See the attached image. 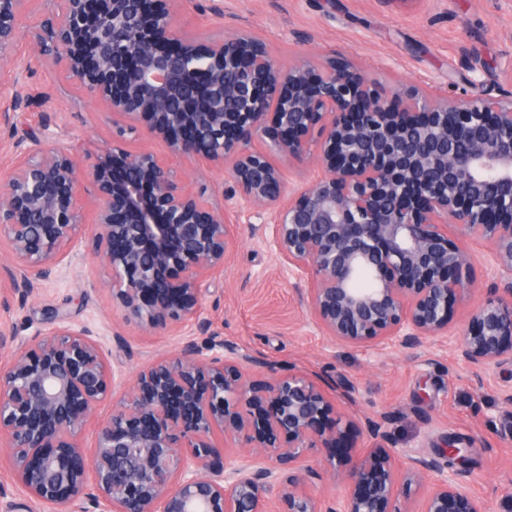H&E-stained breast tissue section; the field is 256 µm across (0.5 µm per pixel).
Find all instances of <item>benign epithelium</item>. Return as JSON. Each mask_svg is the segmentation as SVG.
Masks as SVG:
<instances>
[{"label":"benign epithelium","instance_id":"1","mask_svg":"<svg viewBox=\"0 0 512 512\" xmlns=\"http://www.w3.org/2000/svg\"><path fill=\"white\" fill-rule=\"evenodd\" d=\"M26 2L0 0V77L19 83L23 42L121 122L110 147L74 155L32 136L0 168L13 290L49 280L89 233L125 323L164 334L194 321L209 332L199 305L234 245L227 203L270 215L275 255L306 278L328 335L395 348L442 340L476 372L512 363V90L479 81L461 96L389 91L352 63L286 66L242 30L203 47L175 25L186 0H60L38 23ZM43 101L14 91L0 120ZM142 134L181 161L229 166L233 186L210 194L124 147ZM263 140L315 179L285 193L281 170L255 149ZM449 224L489 247L503 282L456 336L453 302L472 280ZM50 319L59 326L0 368V441L44 512H90L88 502L97 512H409L403 496L431 472L423 512H489L437 460L412 457L399 472L376 419L362 422L367 455L337 451L354 424L318 376L216 332L141 369L97 421L89 459L82 434L115 374L88 329L56 310ZM321 453L352 487L325 509L305 490L319 473L304 461Z\"/></svg>","mask_w":512,"mask_h":512}]
</instances>
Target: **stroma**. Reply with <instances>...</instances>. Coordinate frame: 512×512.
<instances>
[{"label":"stroma","instance_id":"obj_1","mask_svg":"<svg viewBox=\"0 0 512 512\" xmlns=\"http://www.w3.org/2000/svg\"><path fill=\"white\" fill-rule=\"evenodd\" d=\"M176 24L204 43L227 30L250 32L287 65L332 55L389 86L438 87L455 95L474 80L507 86L502 69L512 56V0H188ZM24 83L48 101L0 122V166L33 130H45L73 153L111 143L104 105L89 101L50 60L29 59ZM224 219L235 230V244L216 287L201 301L211 330L242 352L342 383L357 415H386L383 429L397 451L432 458L452 440L469 446L466 483L489 512H500L512 493V406L501 399L512 386V364L475 373L439 342L396 350L383 343L356 347L327 336L310 312L303 283L271 250L267 216L229 207ZM448 234L463 240L472 261V288L455 303L448 327L456 333L495 281L487 247L462 239L456 227ZM105 275L85 238L49 281L28 295L0 301V368L51 330L49 313L55 308L101 340L117 393L129 390L142 364L175 355L188 330L156 335L124 324L102 284ZM116 332L123 345L113 342ZM0 512H42L4 451Z\"/></svg>","mask_w":512,"mask_h":512}]
</instances>
